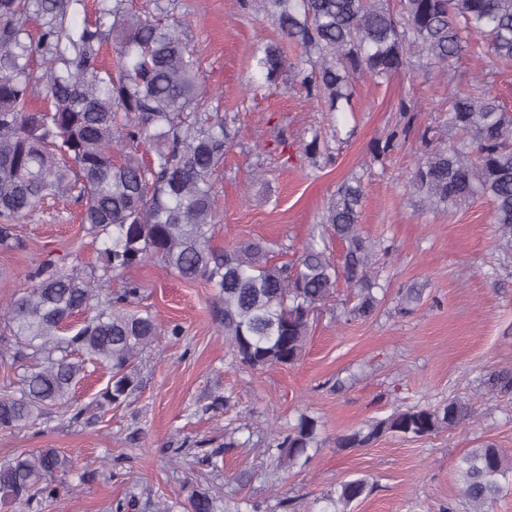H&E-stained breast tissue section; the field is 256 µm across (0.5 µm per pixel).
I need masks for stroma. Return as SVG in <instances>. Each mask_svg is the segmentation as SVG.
<instances>
[{
  "instance_id": "35a3bbf8",
  "label": "stroma",
  "mask_w": 512,
  "mask_h": 512,
  "mask_svg": "<svg viewBox=\"0 0 512 512\" xmlns=\"http://www.w3.org/2000/svg\"><path fill=\"white\" fill-rule=\"evenodd\" d=\"M166 23L189 21L188 37L201 78L234 116L237 136L217 172L219 226L215 248L254 238L280 249L273 261L294 260L342 181L366 187L360 227L376 246L384 298L377 314L345 321L342 291L315 315L300 358L254 370L236 361L213 319V293L153 264L130 271L142 286L141 308L181 336H161L139 365L140 388L128 405L95 418V396L109 380L106 365L89 366L71 411L51 410L37 424L0 429V463L39 448L71 456L73 490L49 507L0 501V512H112L134 497V512H157L158 499L183 502L192 488L209 490L220 512L238 503L263 512H322L341 481L363 477L370 489L347 512H466L456 464L485 444L512 459V392L492 389L495 372L512 370V259L497 247L492 205L471 199L450 210H424L407 196L402 177L423 146L425 125L441 124L448 70L440 65L357 84L352 111L328 112L295 89L285 95L249 91L253 54L278 40L263 15L238 0H161ZM468 74L497 75L492 95L512 109V63H495L478 41L463 58ZM419 96L425 109L402 148L374 157L390 125L402 121V99ZM328 140L333 162L311 157L314 132ZM73 199L48 200L14 232L18 247L0 248V305L24 289L27 272L47 260L77 255L85 270L102 264L101 245L79 222ZM417 298L405 302L407 289ZM226 398L223 406L215 397ZM452 399L474 409L457 428L420 440L386 437L365 448L339 449L336 438L413 405ZM83 410L82 418L71 415ZM320 422L311 460L278 479L265 454L273 430L300 413ZM239 445L226 447L228 436ZM222 449L219 469L203 463Z\"/></svg>"
}]
</instances>
